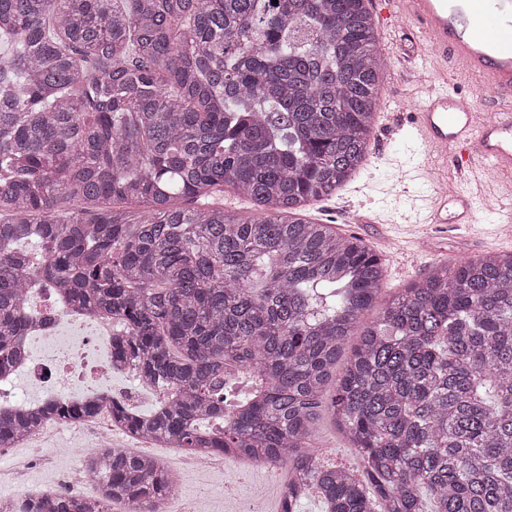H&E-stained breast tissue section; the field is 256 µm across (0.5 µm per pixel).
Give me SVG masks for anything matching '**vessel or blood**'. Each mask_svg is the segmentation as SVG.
<instances>
[{"mask_svg":"<svg viewBox=\"0 0 512 512\" xmlns=\"http://www.w3.org/2000/svg\"><path fill=\"white\" fill-rule=\"evenodd\" d=\"M382 19L405 18L426 44L479 77L488 96L467 107L431 90L413 114L420 146L438 167L454 165L477 192L438 182L422 197L426 224H474L489 200L500 223H512V0H374Z\"/></svg>","mask_w":512,"mask_h":512,"instance_id":"b4317fda","label":"vessel or blood"}]
</instances>
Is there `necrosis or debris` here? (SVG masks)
Listing matches in <instances>:
<instances>
[{
  "label": "necrosis or debris",
  "instance_id": "1",
  "mask_svg": "<svg viewBox=\"0 0 512 512\" xmlns=\"http://www.w3.org/2000/svg\"><path fill=\"white\" fill-rule=\"evenodd\" d=\"M122 329L119 319L76 309L55 289H47L44 303L30 306L21 366L11 376L0 377V407L42 408L49 403L94 400L104 419L98 445L107 447L120 431L108 419L112 402L137 411L147 396L159 402L166 397L135 366L113 365L112 336ZM20 385L26 397L16 395Z\"/></svg>",
  "mask_w": 512,
  "mask_h": 512
}]
</instances>
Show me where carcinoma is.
I'll list each match as a JSON object with an SVG mask.
<instances>
[{
  "instance_id": "1",
  "label": "carcinoma",
  "mask_w": 512,
  "mask_h": 512,
  "mask_svg": "<svg viewBox=\"0 0 512 512\" xmlns=\"http://www.w3.org/2000/svg\"><path fill=\"white\" fill-rule=\"evenodd\" d=\"M368 2L0 0V372L28 283L54 281L120 317L112 357L168 390L112 415L287 467L280 512L306 486L325 512H512V252L436 266L365 326L382 259L305 214L368 156L387 68ZM227 189L249 214L211 202ZM230 365L257 380L231 406ZM95 411L0 412V447ZM326 415L364 478L314 463ZM105 459L99 507L161 512L160 460Z\"/></svg>"
}]
</instances>
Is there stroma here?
Listing matches in <instances>:
<instances>
[{"label": "stroma", "instance_id": "35a3bbf8", "mask_svg": "<svg viewBox=\"0 0 512 512\" xmlns=\"http://www.w3.org/2000/svg\"><path fill=\"white\" fill-rule=\"evenodd\" d=\"M412 25L376 21L380 53L388 70L379 88L377 124L383 125L382 144L370 151L365 168L335 195L313 202L307 215L313 221H332L338 230L367 245L384 261L386 278L378 295L386 302L435 266L463 259L512 251V244L492 233L495 213L482 210L472 228L449 226L433 231L416 226L411 202L431 192L434 183L420 178L427 159L410 123V113L424 88L447 80L448 90L480 97L478 81L463 68L444 69L436 54L414 45ZM95 422L46 428L32 441L0 448V496L18 486L48 490L65 487L83 476V459L97 448ZM314 455L326 462L355 468L359 461L330 421L316 430ZM169 467L178 469L179 491L165 501L162 512H240L244 503L262 497L264 512H279L285 487L284 468L261 463L241 466L218 460L204 468L183 462L169 448L156 447Z\"/></svg>", "mask_w": 512, "mask_h": 512}]
</instances>
